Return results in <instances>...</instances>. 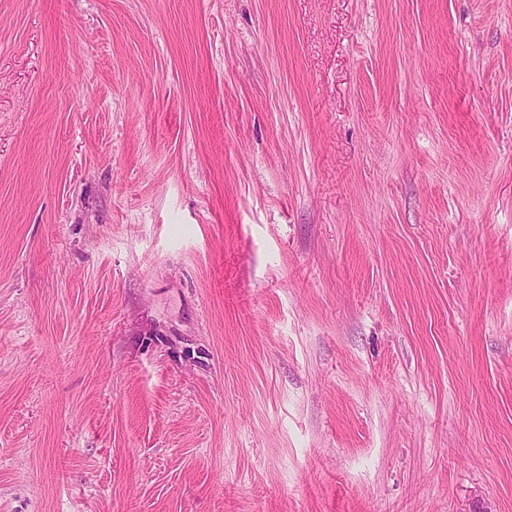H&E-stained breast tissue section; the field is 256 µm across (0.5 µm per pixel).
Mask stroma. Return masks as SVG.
Instances as JSON below:
<instances>
[{"label":"stroma","instance_id":"stroma-1","mask_svg":"<svg viewBox=\"0 0 512 512\" xmlns=\"http://www.w3.org/2000/svg\"><path fill=\"white\" fill-rule=\"evenodd\" d=\"M0 512H512V0H0Z\"/></svg>","mask_w":512,"mask_h":512}]
</instances>
